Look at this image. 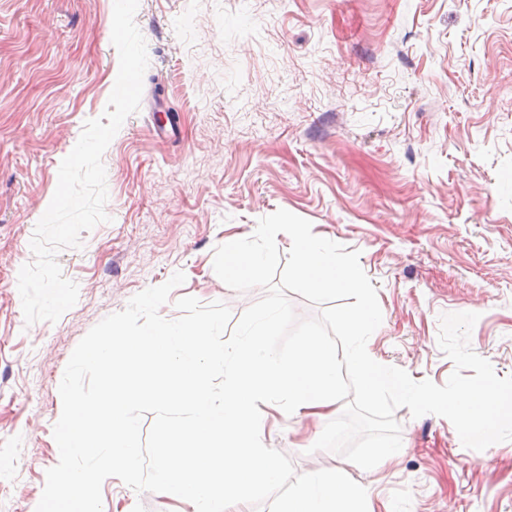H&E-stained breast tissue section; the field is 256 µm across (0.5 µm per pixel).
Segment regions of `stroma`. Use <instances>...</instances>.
Listing matches in <instances>:
<instances>
[{
	"label": "stroma",
	"mask_w": 512,
	"mask_h": 512,
	"mask_svg": "<svg viewBox=\"0 0 512 512\" xmlns=\"http://www.w3.org/2000/svg\"><path fill=\"white\" fill-rule=\"evenodd\" d=\"M112 6L0 0V512H35L85 334L178 271L163 318L185 296L240 318L264 291L227 287L214 250L279 209L359 252L384 314L374 359L444 384L440 317L474 312L473 351L512 375V0H139L149 66L103 155L110 220L57 255L76 305L26 325L34 228L117 77ZM395 417L404 455L351 472L376 506L512 512V441L475 451L444 417ZM322 431L285 414L262 441L311 473L340 460L313 451ZM102 499L190 512L115 477Z\"/></svg>",
	"instance_id": "stroma-1"
}]
</instances>
